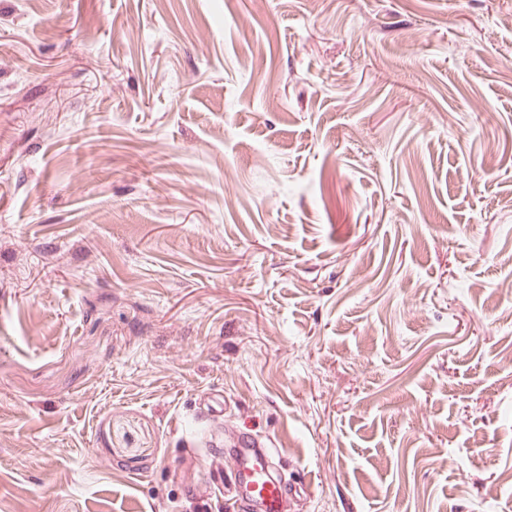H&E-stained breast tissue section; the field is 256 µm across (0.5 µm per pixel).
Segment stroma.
Returning a JSON list of instances; mask_svg holds the SVG:
<instances>
[{
  "label": "stroma",
  "mask_w": 512,
  "mask_h": 512,
  "mask_svg": "<svg viewBox=\"0 0 512 512\" xmlns=\"http://www.w3.org/2000/svg\"><path fill=\"white\" fill-rule=\"evenodd\" d=\"M512 0H0V512H512ZM235 429V443L225 453L234 505L242 511L256 506L260 512H288L292 491L275 473L277 461L268 442Z\"/></svg>",
  "instance_id": "35a3bbf8"
}]
</instances>
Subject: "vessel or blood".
Segmentation results:
<instances>
[{
    "label": "vessel or blood",
    "instance_id": "vessel-or-blood-1",
    "mask_svg": "<svg viewBox=\"0 0 512 512\" xmlns=\"http://www.w3.org/2000/svg\"><path fill=\"white\" fill-rule=\"evenodd\" d=\"M230 490L240 512L258 507L260 512H288L292 491L276 474L277 461L267 442L237 431L226 452Z\"/></svg>",
    "mask_w": 512,
    "mask_h": 512
}]
</instances>
